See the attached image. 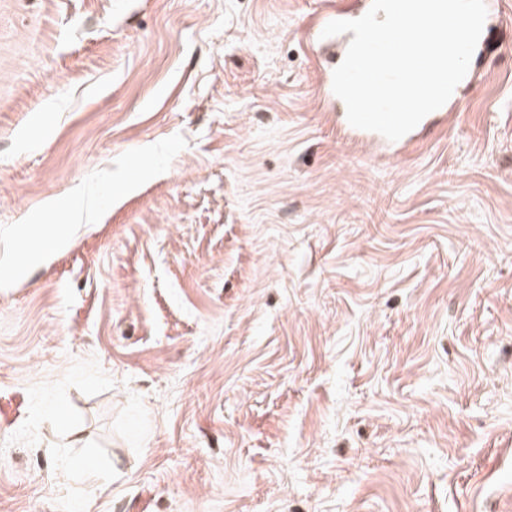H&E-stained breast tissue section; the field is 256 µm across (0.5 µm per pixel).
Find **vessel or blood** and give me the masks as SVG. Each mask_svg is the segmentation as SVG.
Instances as JSON below:
<instances>
[{"mask_svg":"<svg viewBox=\"0 0 512 512\" xmlns=\"http://www.w3.org/2000/svg\"><path fill=\"white\" fill-rule=\"evenodd\" d=\"M371 4L372 0H326L323 14L310 31L311 39L320 41L324 27L331 21L360 18L370 9ZM453 109L452 103H445L395 142L388 141L378 133L357 129L348 124L343 127V135L352 145H368L370 156L384 161L418 148L431 130L447 123Z\"/></svg>","mask_w":512,"mask_h":512,"instance_id":"b4317fda","label":"vessel or blood"}]
</instances>
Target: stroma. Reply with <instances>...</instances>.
<instances>
[{
	"label": "stroma",
	"mask_w": 512,
	"mask_h": 512,
	"mask_svg": "<svg viewBox=\"0 0 512 512\" xmlns=\"http://www.w3.org/2000/svg\"><path fill=\"white\" fill-rule=\"evenodd\" d=\"M323 8L0 0V512H512V15L382 163ZM333 70L326 74V78L321 85L320 99H336V102L344 104L332 91ZM452 111H454L453 101L449 99L441 108L427 115L411 132L396 142H390L378 133L352 127L347 121L344 104V111L341 112L343 136L355 147L361 144L368 145L369 154L372 158L385 161L418 148L431 130L448 122V117L454 113ZM62 210L66 213L70 223L89 222L96 214L95 197L93 190L85 188L81 193L68 202L54 205L46 212L52 213ZM21 226L16 238L18 242L24 244L20 250L24 255V260L13 261L5 268V273L16 280L26 276L30 265L41 262L48 248L53 245L63 246L69 242V237L63 234L48 240L45 237L46 224H21Z\"/></svg>",
	"instance_id": "obj_1"
}]
</instances>
